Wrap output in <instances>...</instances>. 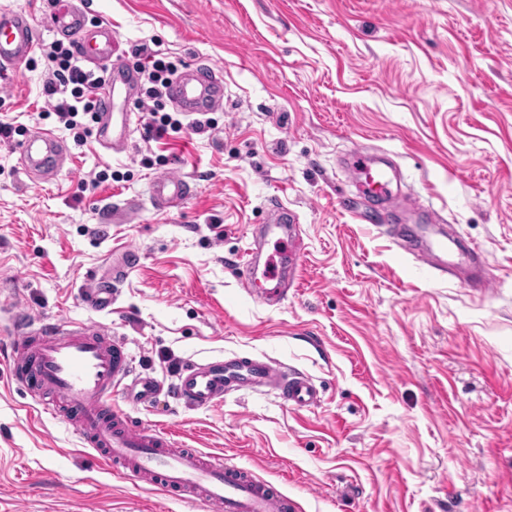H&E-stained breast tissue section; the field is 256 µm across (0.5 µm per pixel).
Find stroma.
<instances>
[{"mask_svg":"<svg viewBox=\"0 0 512 512\" xmlns=\"http://www.w3.org/2000/svg\"><path fill=\"white\" fill-rule=\"evenodd\" d=\"M111 27L113 64L146 43L178 70L224 79L211 130L156 135L136 99L112 152L78 143L49 114L43 62L0 68V512H214L103 469L50 415L7 358L20 321L91 320L122 341L134 375L174 380L190 360L251 355L309 375V410L271 391L187 410L134 404L135 425L220 454L283 490L298 512H512V0H78ZM36 127L68 150L32 181L18 147ZM384 155L390 189L438 211L477 249L481 290L415 259L392 237L417 211L367 200L343 161ZM189 181L161 211L151 178ZM300 216L304 253L287 298L248 297L237 264L269 204ZM135 199L137 217L104 208ZM138 267L111 311L80 300L108 256Z\"/></svg>","mask_w":512,"mask_h":512,"instance_id":"35a3bbf8","label":"stroma"}]
</instances>
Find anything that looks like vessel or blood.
Wrapping results in <instances>:
<instances>
[{
  "label": "vessel or blood",
  "instance_id": "b4317fda",
  "mask_svg": "<svg viewBox=\"0 0 512 512\" xmlns=\"http://www.w3.org/2000/svg\"><path fill=\"white\" fill-rule=\"evenodd\" d=\"M54 30L70 37L87 63L99 65L113 54L112 32L107 25L86 27L83 12L74 0H59L51 17ZM38 46L30 16L22 11L0 10V67L12 68L29 59ZM138 75L117 70L107 75L100 90V119L95 138L106 148L124 146L130 137V113L117 99L135 93ZM172 104L187 114L211 112L224 104V80L214 67L176 76L169 88ZM66 153L53 132L38 128L21 146L19 164L25 171L44 177L57 175ZM351 168L361 176L363 195L380 198L386 178L367 155H349ZM191 186L183 177L163 173L150 183L157 208L187 200ZM398 234L406 238L414 254L434 255L439 267H447L448 241L437 225L405 224ZM301 232L296 212L282 201L271 202L269 217L255 227L238 269L243 290L269 305L280 304L288 291L292 271L281 262L283 255L299 256ZM131 253L113 254L107 270L81 295L95 311L111 307L114 288L134 270ZM15 380L33 385L51 396L44 410L72 425L89 447L95 448L101 465L116 466L122 478L156 487L168 495L185 494L212 506L215 512H292L287 495L259 480L250 471L225 464L189 448L176 447L168 433L130 423L127 413L112 399L116 386L128 376L125 346L106 329L90 323L43 321L39 328L22 332L12 345ZM188 408H208L241 391L269 389L299 410L319 402V392L306 374L263 357L235 356L193 362L168 386L151 377L135 380L134 395L148 401L160 389Z\"/></svg>",
  "mask_w": 512,
  "mask_h": 512
}]
</instances>
